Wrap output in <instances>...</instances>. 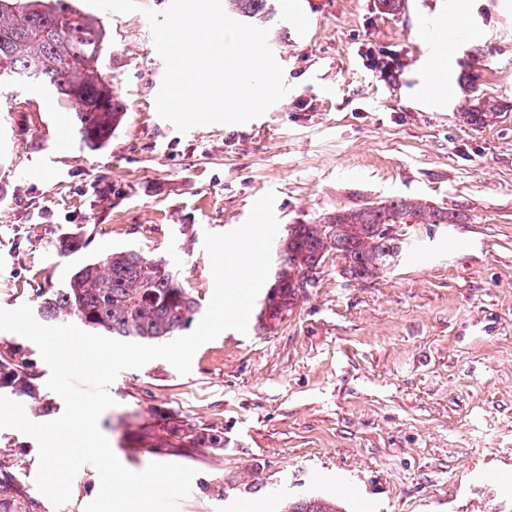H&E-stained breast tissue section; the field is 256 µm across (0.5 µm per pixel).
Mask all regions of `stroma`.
Wrapping results in <instances>:
<instances>
[{"instance_id": "stroma-1", "label": "stroma", "mask_w": 512, "mask_h": 512, "mask_svg": "<svg viewBox=\"0 0 512 512\" xmlns=\"http://www.w3.org/2000/svg\"><path fill=\"white\" fill-rule=\"evenodd\" d=\"M454 2L279 0L267 44L291 90L243 124L182 134L158 116L165 62L143 11L169 0L101 15L127 106L105 148L79 143L46 87L0 86L3 309L38 307L40 289L115 248L170 261L208 305L205 233L238 228L269 191L283 226L396 197L467 217L407 228L410 249L367 281L328 260L278 323L250 315L246 332L203 344L190 374L156 359L118 375L99 428L131 471L195 470L178 512H280L308 495L348 512H512V0H462L458 21ZM441 20L461 35L447 45L455 98L437 111L408 91ZM0 364L39 396L0 395L33 422L61 416L32 341L0 331ZM194 430L223 448L189 443ZM38 469L36 441L0 430V512H84L99 492L83 465L54 509Z\"/></svg>"}]
</instances>
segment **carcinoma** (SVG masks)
<instances>
[{"label":"carcinoma","mask_w":512,"mask_h":512,"mask_svg":"<svg viewBox=\"0 0 512 512\" xmlns=\"http://www.w3.org/2000/svg\"><path fill=\"white\" fill-rule=\"evenodd\" d=\"M276 0H224V11L244 21L276 15ZM109 39L100 19L73 0H0V83H41L74 107L76 135L89 149L105 147L127 115L118 87L103 71ZM461 215L407 198L338 208L316 224H290L280 239V265L259 320L271 326L300 298L298 279L318 274L329 256L342 261L349 281L376 277L399 257L402 235L387 224H460ZM200 304L176 278L169 261L134 250H112L77 266L61 288L41 293L39 313L64 317L113 336L162 341L186 330ZM5 377L23 394L36 388L25 373ZM283 512H346L317 496L288 502Z\"/></svg>","instance_id":"carcinoma-1"}]
</instances>
